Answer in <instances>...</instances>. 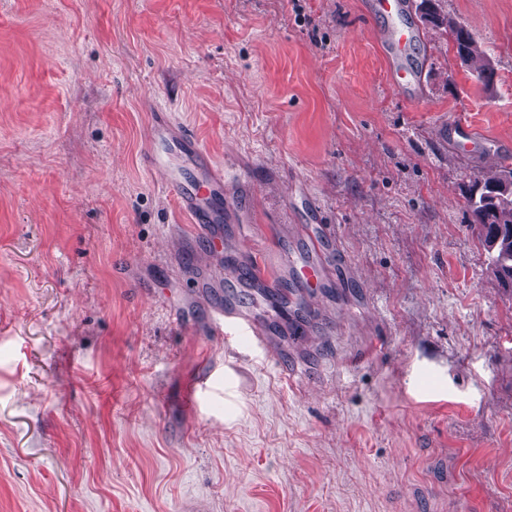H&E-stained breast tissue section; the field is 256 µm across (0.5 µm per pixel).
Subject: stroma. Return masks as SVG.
<instances>
[{
  "instance_id": "obj_1",
  "label": "stroma",
  "mask_w": 512,
  "mask_h": 512,
  "mask_svg": "<svg viewBox=\"0 0 512 512\" xmlns=\"http://www.w3.org/2000/svg\"><path fill=\"white\" fill-rule=\"evenodd\" d=\"M361 3L0 0V512H512V288L467 202L512 152L436 134L512 143V0H442L480 53L423 25L413 101ZM157 103L242 168L263 258L310 255L300 190L336 228L279 363L183 286L207 253L142 168ZM438 133L448 138L452 145H462L470 151L488 156L495 161L500 160L499 146L482 137L476 129L465 121H454L438 126Z\"/></svg>"
}]
</instances>
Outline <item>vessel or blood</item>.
<instances>
[{"label":"vessel or blood","mask_w":512,"mask_h":512,"mask_svg":"<svg viewBox=\"0 0 512 512\" xmlns=\"http://www.w3.org/2000/svg\"><path fill=\"white\" fill-rule=\"evenodd\" d=\"M363 10L373 23L372 35L386 64L392 88L402 94L423 88V61L413 52L414 47L422 43L423 35L413 21L411 0H365ZM438 133L452 144L490 159L500 157L498 145L482 137L467 122L439 125ZM143 168L148 174L161 176V189L188 216L193 233L207 243L214 260L224 262L241 287L256 291L262 298H274L277 313L287 316L296 331H304L302 314L309 308L307 298L317 295L319 288L329 282L328 265L319 252L303 260L280 251L278 261L283 273L293 275L300 287L299 292L289 293L273 289L266 277L257 276L260 259L225 247L222 225L251 221L236 165L228 162L217 166L190 130L174 119L166 105L158 104L153 107L147 125ZM187 168L196 175L195 186H187L183 179ZM303 202L313 224V238L319 242L333 240L335 228L326 223L316 198L307 195ZM213 314L211 334L234 337L237 343L262 349L270 361H277V351L266 342L267 325L245 311L233 297H226L223 304L214 308Z\"/></svg>","instance_id":"obj_1"}]
</instances>
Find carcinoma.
I'll return each mask as SVG.
<instances>
[{
    "mask_svg": "<svg viewBox=\"0 0 512 512\" xmlns=\"http://www.w3.org/2000/svg\"><path fill=\"white\" fill-rule=\"evenodd\" d=\"M429 24L450 29V38L457 56L470 62L475 46L468 28L459 22H448L439 10L428 13ZM507 178L489 177L472 190L469 196L472 225L479 243L495 259V270L502 285L512 287V189L504 187Z\"/></svg>",
    "mask_w": 512,
    "mask_h": 512,
    "instance_id": "cac0c4a2",
    "label": "carcinoma"
}]
</instances>
